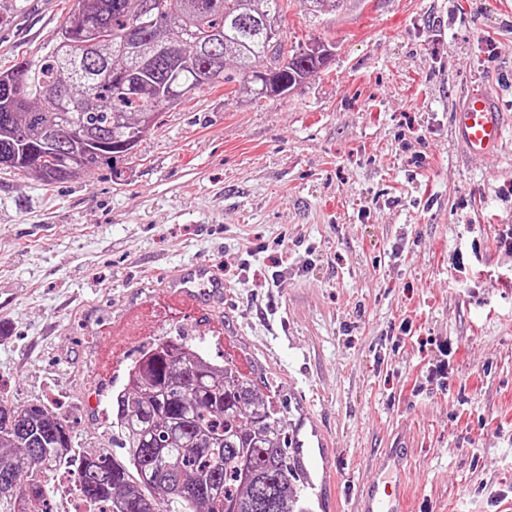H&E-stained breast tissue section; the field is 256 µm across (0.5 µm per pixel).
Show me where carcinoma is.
I'll return each instance as SVG.
<instances>
[{
  "instance_id": "carcinoma-1",
  "label": "carcinoma",
  "mask_w": 512,
  "mask_h": 512,
  "mask_svg": "<svg viewBox=\"0 0 512 512\" xmlns=\"http://www.w3.org/2000/svg\"><path fill=\"white\" fill-rule=\"evenodd\" d=\"M285 0H75L58 33L85 46L51 49L0 71V170L53 184L89 168L131 163V143L175 107L216 84L250 100L281 97L320 68L308 44L282 40ZM234 73H226L227 64ZM69 96L56 107L50 92ZM97 100L93 110L85 100ZM285 405L244 363H212L166 338L127 369L112 395L121 459L75 449L70 425L43 404L0 399V512H43L54 472L105 512H309L311 488Z\"/></svg>"
}]
</instances>
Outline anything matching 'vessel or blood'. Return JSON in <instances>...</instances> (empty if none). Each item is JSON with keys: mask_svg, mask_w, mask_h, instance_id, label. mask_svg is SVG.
I'll return each mask as SVG.
<instances>
[{"mask_svg": "<svg viewBox=\"0 0 512 512\" xmlns=\"http://www.w3.org/2000/svg\"><path fill=\"white\" fill-rule=\"evenodd\" d=\"M452 131L455 139L471 155H489L501 150L505 125L494 98L474 92L456 109ZM167 304L178 306L205 330L219 321L224 299V281L210 265L197 263L180 272L165 285ZM353 512H408L409 494L403 483L376 481L357 488Z\"/></svg>", "mask_w": 512, "mask_h": 512, "instance_id": "vessel-or-blood-1", "label": "vessel or blood"}]
</instances>
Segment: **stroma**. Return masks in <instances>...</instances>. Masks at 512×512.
Returning a JSON list of instances; mask_svg holds the SVG:
<instances>
[{
  "instance_id": "stroma-1",
  "label": "stroma",
  "mask_w": 512,
  "mask_h": 512,
  "mask_svg": "<svg viewBox=\"0 0 512 512\" xmlns=\"http://www.w3.org/2000/svg\"><path fill=\"white\" fill-rule=\"evenodd\" d=\"M72 6L0 0V67L48 51ZM283 38L330 47L288 96L220 85L163 109L118 175L0 173V391L120 457L112 395L181 335L274 380L286 431L317 445L311 512H348L400 432L413 512H512V0H290ZM481 90L505 122L494 155L451 132ZM191 262L224 277L204 338L161 303ZM442 344L448 375L428 380Z\"/></svg>"
}]
</instances>
